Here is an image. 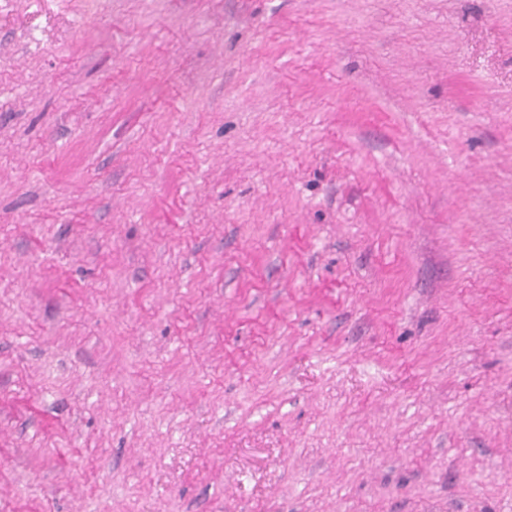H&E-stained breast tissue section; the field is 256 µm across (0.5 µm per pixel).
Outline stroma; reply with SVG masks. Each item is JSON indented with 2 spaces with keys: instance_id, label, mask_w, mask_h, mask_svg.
<instances>
[{
  "instance_id": "stroma-1",
  "label": "stroma",
  "mask_w": 512,
  "mask_h": 512,
  "mask_svg": "<svg viewBox=\"0 0 512 512\" xmlns=\"http://www.w3.org/2000/svg\"><path fill=\"white\" fill-rule=\"evenodd\" d=\"M0 512H512V0H0Z\"/></svg>"
}]
</instances>
